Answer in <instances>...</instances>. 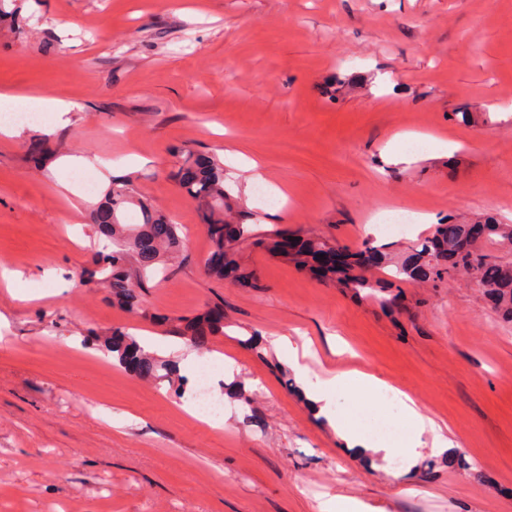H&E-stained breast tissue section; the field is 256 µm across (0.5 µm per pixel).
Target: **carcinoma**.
I'll use <instances>...</instances> for the list:
<instances>
[{"label":"carcinoma","instance_id":"1","mask_svg":"<svg viewBox=\"0 0 512 512\" xmlns=\"http://www.w3.org/2000/svg\"><path fill=\"white\" fill-rule=\"evenodd\" d=\"M171 177L196 204L201 221L211 242L208 274L222 279L232 263V246L254 236L251 225L228 224L224 214L232 210V202L224 185V164L216 156L187 148L180 151L179 160ZM140 213L137 224L125 223L130 207ZM91 221L100 235L112 241V249L98 252L93 268L87 271L90 280H98L111 289L112 299L126 310H140L139 291L158 275L164 273L161 253L178 252L184 248L181 225L158 213L152 204L140 198L134 182L127 179L112 181V188L91 211ZM281 234L267 235L273 252L306 265L307 258L334 252L331 247L311 240H300L293 250L281 248ZM484 240L512 244L511 224H486ZM480 240H470L465 224H437L430 237L421 244L420 253L434 257L431 275L441 278L447 271L473 273L483 288L484 296L501 316L512 322V267L494 263L485 258L478 248ZM344 274L356 288H372L367 277L363 254L348 255ZM173 331L196 346H203L207 336L224 334V308L216 306L193 320L175 319ZM89 342L117 364L143 378L169 380L178 375L172 363L154 358L149 351L123 328H116L107 336H92Z\"/></svg>","mask_w":512,"mask_h":512}]
</instances>
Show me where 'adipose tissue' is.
<instances>
[{"label":"adipose tissue","mask_w":512,"mask_h":512,"mask_svg":"<svg viewBox=\"0 0 512 512\" xmlns=\"http://www.w3.org/2000/svg\"><path fill=\"white\" fill-rule=\"evenodd\" d=\"M276 344L287 350L289 358L294 361L293 367L302 383H305L310 400L314 403L318 415L335 429L338 436L345 440L349 447H367V440L358 434L340 416L337 410L339 392L343 387H351L358 398L365 402H373L381 397H391L399 407L401 419L407 426L410 435L403 444L400 454L409 462L415 461L422 448H429L432 454L449 455L455 447L449 439L445 427L421 411L416 402L406 393L394 388L375 375L352 369L327 374L319 379H311L307 365L298 362V351L288 337H279Z\"/></svg>","instance_id":"1"}]
</instances>
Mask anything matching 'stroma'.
Segmentation results:
<instances>
[{"label":"stroma","mask_w":512,"mask_h":512,"mask_svg":"<svg viewBox=\"0 0 512 512\" xmlns=\"http://www.w3.org/2000/svg\"><path fill=\"white\" fill-rule=\"evenodd\" d=\"M0 93L72 103L0 136V512H318L337 494L370 512H512V325L475 275L395 272L434 225L512 224V0H9ZM388 81H378V74ZM43 137L34 161L28 145ZM215 154L230 220L338 250H379L377 298L252 245L253 288L206 272L210 241L170 178L178 149ZM264 172L260 199L247 160ZM89 173L94 193L76 172ZM180 224L185 246L142 310L114 305L86 270L104 244L90 212L113 179ZM410 210L402 233L377 212ZM224 306L194 349L231 368L224 416L187 414L180 378L156 383L86 348L126 327L180 363L169 320ZM278 336L308 364L368 368L446 426L453 456L415 465L347 447L315 414ZM340 412L371 443L385 401ZM469 469L457 466V459Z\"/></svg>","instance_id":"1"}]
</instances>
